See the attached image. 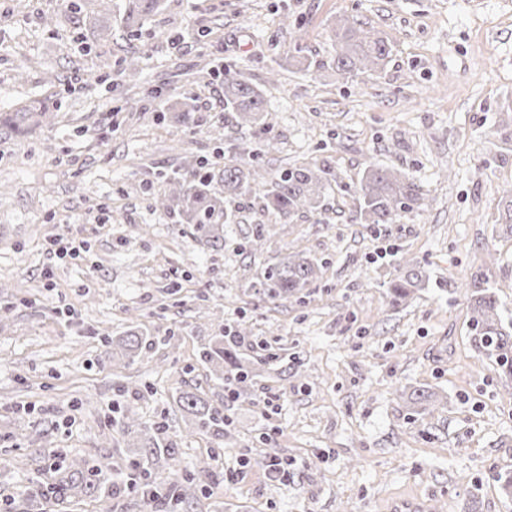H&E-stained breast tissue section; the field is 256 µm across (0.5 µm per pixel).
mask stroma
Masks as SVG:
<instances>
[{
    "instance_id": "obj_1",
    "label": "stroma",
    "mask_w": 512,
    "mask_h": 512,
    "mask_svg": "<svg viewBox=\"0 0 512 512\" xmlns=\"http://www.w3.org/2000/svg\"><path fill=\"white\" fill-rule=\"evenodd\" d=\"M97 8L0 0V115L29 97L57 105L54 126L0 125V459L14 462L0 501L52 480L60 453L125 468L123 415L175 439L180 471L162 462L154 477L197 476L186 512H392L403 499L512 512L496 482L512 472V380L473 348L462 292L486 277L512 315V238L497 227L512 183V0H164L140 30L116 16L104 39ZM343 18L387 39L378 76L338 74ZM228 70L262 90L268 133L225 122ZM233 143L271 176L328 161L322 209L283 218L247 200L218 249L155 210L165 174L197 157L221 172ZM371 165L423 191L398 223L354 221ZM259 224L269 234L244 248ZM63 236L85 241L79 256L54 255ZM297 251L323 261L317 282L261 301L267 268ZM410 269L429 281L392 305L388 283ZM241 327L253 348L230 400L198 351ZM133 331L152 348L105 357L104 337ZM413 389L437 395L433 411L412 412ZM185 391L224 411L223 445L179 408ZM267 432L287 480L262 465Z\"/></svg>"
}]
</instances>
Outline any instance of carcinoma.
<instances>
[{"instance_id": "1", "label": "carcinoma", "mask_w": 512, "mask_h": 512, "mask_svg": "<svg viewBox=\"0 0 512 512\" xmlns=\"http://www.w3.org/2000/svg\"><path fill=\"white\" fill-rule=\"evenodd\" d=\"M161 0H128L122 20L132 28L154 13ZM336 71L343 74H379L391 54V47L380 33L356 26L346 20L336 22ZM224 109L238 127L249 126L259 132L268 129L264 119V98L252 83L229 72L224 73ZM54 110L45 100H30L4 118L15 128L50 127ZM332 175L330 169L315 162L293 164L269 179L261 169L244 159H231L224 164V194L213 190L210 163L197 158L167 176V193L158 198L155 207L163 211L177 210L186 223L193 225L195 236L212 247L224 246V225L235 223L236 207L254 193L262 208L285 217L323 207L324 190ZM360 199L357 220L362 224H393L401 213L418 204L421 193L418 185L405 174L386 167H368L359 182ZM499 225L503 234L512 237V188L502 190ZM323 263L304 253L288 255L269 269L259 290L269 303H277L299 294L319 279ZM485 281H473L471 303V340L495 366V370L512 378V319L506 320L494 292L484 287ZM422 287L419 273L413 269L391 284L392 302L407 300ZM112 356L120 355L133 362L146 348L147 337L142 334L124 336L113 342L104 340ZM200 361L214 378L224 382V364L235 370L243 369L232 349L224 347V337L212 336L201 346ZM182 410L195 420L197 428L208 431L216 443L224 441L225 416L220 410L191 392L179 397ZM124 444L138 449L127 458L128 467L135 471L144 486L143 512H176L179 505L189 502L196 492L194 477L187 476L176 484L163 486L152 478L154 462L179 465L178 449L164 437L160 425H142L139 436ZM55 482L48 488L33 485L25 492V500L52 504H67L94 497L109 499L115 489L114 468L106 459L96 457L68 458L61 456L55 464Z\"/></svg>"}]
</instances>
